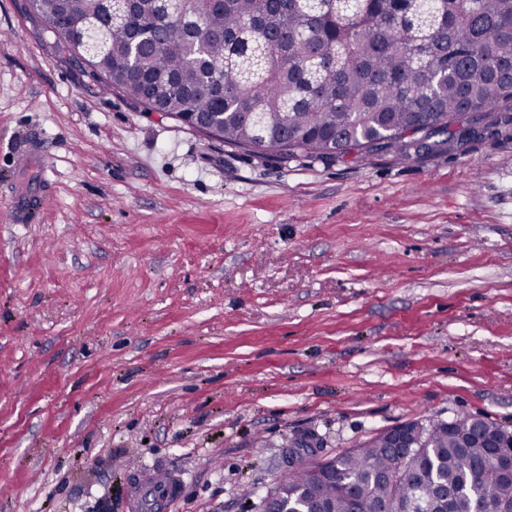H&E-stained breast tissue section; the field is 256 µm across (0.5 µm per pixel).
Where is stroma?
<instances>
[{
    "instance_id": "obj_1",
    "label": "stroma",
    "mask_w": 512,
    "mask_h": 512,
    "mask_svg": "<svg viewBox=\"0 0 512 512\" xmlns=\"http://www.w3.org/2000/svg\"><path fill=\"white\" fill-rule=\"evenodd\" d=\"M465 415L512 430V124L259 154L103 90L0 0V512H132L147 469L172 512H255L296 437L328 459Z\"/></svg>"
}]
</instances>
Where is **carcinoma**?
I'll use <instances>...</instances> for the list:
<instances>
[{
    "mask_svg": "<svg viewBox=\"0 0 512 512\" xmlns=\"http://www.w3.org/2000/svg\"><path fill=\"white\" fill-rule=\"evenodd\" d=\"M55 48L95 35L100 0H30ZM106 49L85 61L93 77L148 112L188 120L222 113L215 138L283 159L324 160L407 147L454 149L455 125L505 122L512 103V0H136L105 22ZM444 136L437 141L435 137ZM424 424L420 448L380 437L330 459L314 475L295 439L274 508L317 500L332 512H403L414 500L437 512H512L506 448H462L471 424ZM402 470L398 484L384 477Z\"/></svg>",
    "mask_w": 512,
    "mask_h": 512,
    "instance_id": "obj_1",
    "label": "carcinoma"
}]
</instances>
